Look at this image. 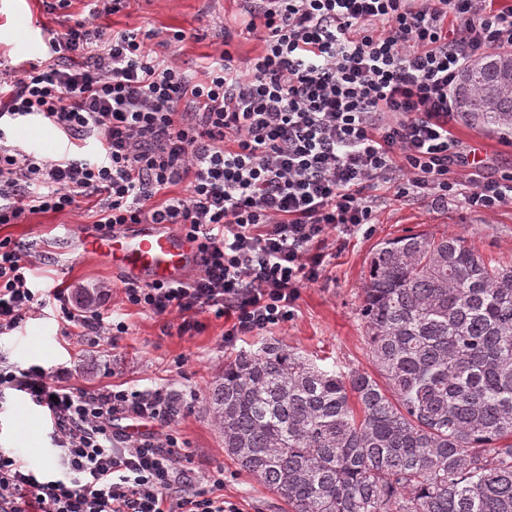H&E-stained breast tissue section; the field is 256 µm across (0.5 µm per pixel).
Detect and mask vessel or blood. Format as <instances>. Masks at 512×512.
Wrapping results in <instances>:
<instances>
[{
  "mask_svg": "<svg viewBox=\"0 0 512 512\" xmlns=\"http://www.w3.org/2000/svg\"><path fill=\"white\" fill-rule=\"evenodd\" d=\"M84 253L123 278L141 283L187 279L197 262V244L174 224H127L81 238Z\"/></svg>",
  "mask_w": 512,
  "mask_h": 512,
  "instance_id": "vessel-or-blood-1",
  "label": "vessel or blood"
}]
</instances>
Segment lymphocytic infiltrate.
Segmentation results:
<instances>
[{"mask_svg":"<svg viewBox=\"0 0 512 512\" xmlns=\"http://www.w3.org/2000/svg\"><path fill=\"white\" fill-rule=\"evenodd\" d=\"M129 0H45L67 12L40 60L0 71V225L96 204V224H176L197 243L198 271L173 283L124 282L123 305L225 343L292 319L340 238L374 223L377 192L486 213L512 206V171L470 180L451 165L462 69L512 51V5L494 0H256L242 19L261 52L226 49L194 76L154 56L138 30L99 26ZM20 122L52 128L43 156L11 139ZM38 255L0 238V337L58 302L79 335L128 330L102 308L45 288ZM18 395L46 412L57 468H28L0 448V512H239L224 471L188 467L174 429L193 401L165 388L77 387L62 367L0 356V407ZM119 419L132 430L116 428ZM165 426L162 434L152 424Z\"/></svg>","mask_w":512,"mask_h":512,"instance_id":"obj_1","label":"lymphocytic infiltrate"}]
</instances>
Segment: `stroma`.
Segmentation results:
<instances>
[{"instance_id": "35a3bbf8", "label": "stroma", "mask_w": 512, "mask_h": 512, "mask_svg": "<svg viewBox=\"0 0 512 512\" xmlns=\"http://www.w3.org/2000/svg\"><path fill=\"white\" fill-rule=\"evenodd\" d=\"M243 0H130L122 12L107 18L113 29H139L148 33L149 47L169 64L197 75L209 56L221 50L225 30L235 37L230 51L243 61L262 49L256 37L239 35ZM62 14L46 13L41 0H0V65L15 66L33 59L31 45L22 43L25 28L62 31ZM187 34L184 42L170 47L175 31ZM454 134L461 150L477 147L485 160L484 175L496 176L512 167V146L504 145V132L464 122ZM381 204L376 222L368 231L346 240L332 260L320 283L302 288L294 317L237 346L225 345L223 320L206 318L205 328L194 335H179L176 328H164L162 320L122 306L119 276L81 255L73 236L61 234V225L72 228L92 225L94 217L84 209L67 214H31L22 223L0 226V238L24 243L41 255L45 263L39 275L49 287L77 292L85 289L110 290L107 303L115 320L126 322L128 331L116 344L94 343L83 336H67L57 317L42 315L29 320L21 333L0 338V353L9 361L64 366L70 381L78 387L126 384L144 389L164 387L205 394L218 369L236 351L258 350L277 340L314 360L327 370L336 366L371 370L365 331L357 316L358 297L368 275L370 257L384 241L407 231L430 235L457 234L486 258L512 261V207L494 213L466 208L461 202L437 208L420 199L394 200L392 191L380 190ZM44 330L50 346L34 344L31 334ZM32 420L14 431L8 417L0 416V447L18 450L30 465L53 471L54 459L47 453L49 422L43 412L32 409ZM192 468L224 470V498L240 512H288V506L241 471L224 452V439L204 404L178 425Z\"/></svg>"}]
</instances>
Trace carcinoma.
Instances as JSON below:
<instances>
[{
	"instance_id": "cac0c4a2",
	"label": "carcinoma",
	"mask_w": 512,
	"mask_h": 512,
	"mask_svg": "<svg viewBox=\"0 0 512 512\" xmlns=\"http://www.w3.org/2000/svg\"><path fill=\"white\" fill-rule=\"evenodd\" d=\"M452 97L511 127L512 52ZM357 311L374 375L276 341L224 363L205 397L224 452L290 512H512V262L409 233L372 254Z\"/></svg>"
}]
</instances>
